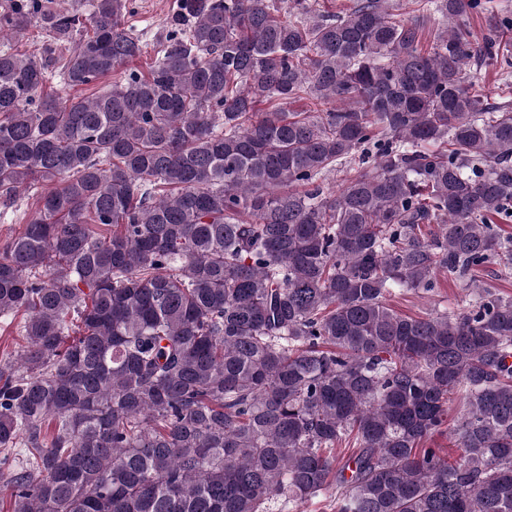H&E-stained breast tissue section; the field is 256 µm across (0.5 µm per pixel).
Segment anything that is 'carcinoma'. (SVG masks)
<instances>
[{
	"label": "carcinoma",
	"mask_w": 512,
	"mask_h": 512,
	"mask_svg": "<svg viewBox=\"0 0 512 512\" xmlns=\"http://www.w3.org/2000/svg\"><path fill=\"white\" fill-rule=\"evenodd\" d=\"M412 4L177 0L147 73L62 103L142 54L128 0H0V205L37 198L0 248L13 512H512V297L476 278L512 266V18ZM441 273L466 311L388 305ZM471 80L476 81L484 90V93L491 99H497L499 90V75L497 71L491 67H483L468 72ZM119 77L117 74L112 75V77H108L100 80V82L96 85L84 86L79 89H73L64 85L59 78L51 79L45 86L44 92L50 95H54L56 97L62 98L63 100H68L72 96L80 95L82 98L85 97H93L97 94V91L100 87H104L105 85L111 83L115 78Z\"/></svg>",
	"instance_id": "cac0c4a2"
}]
</instances>
